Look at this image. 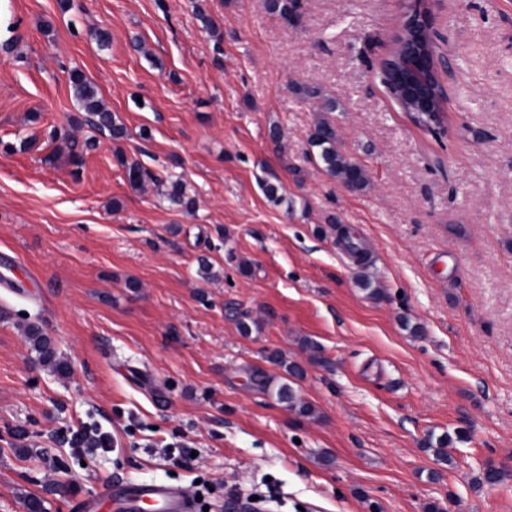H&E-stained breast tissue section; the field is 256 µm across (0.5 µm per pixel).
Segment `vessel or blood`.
Wrapping results in <instances>:
<instances>
[{
  "label": "vessel or blood",
  "mask_w": 512,
  "mask_h": 512,
  "mask_svg": "<svg viewBox=\"0 0 512 512\" xmlns=\"http://www.w3.org/2000/svg\"><path fill=\"white\" fill-rule=\"evenodd\" d=\"M80 512H195L190 490L164 482H115L82 499Z\"/></svg>",
  "instance_id": "b4317fda"
}]
</instances>
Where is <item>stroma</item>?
<instances>
[{
    "label": "stroma",
    "instance_id": "stroma-1",
    "mask_svg": "<svg viewBox=\"0 0 512 512\" xmlns=\"http://www.w3.org/2000/svg\"><path fill=\"white\" fill-rule=\"evenodd\" d=\"M427 3L439 138L379 78L407 0H303L293 26L264 0H0V512H74L116 480L189 487L209 512L272 487L270 512H512V0ZM72 68L122 141L73 124ZM294 83L336 97L366 189L318 167ZM55 127L96 137L81 168L45 163ZM119 151L180 179L194 212L133 189ZM28 320L67 375L36 361ZM276 351L312 416L254 380L282 377ZM85 425L112 451L73 450ZM443 436L445 462L426 447ZM489 464L505 479L478 484Z\"/></svg>",
    "mask_w": 512,
    "mask_h": 512
}]
</instances>
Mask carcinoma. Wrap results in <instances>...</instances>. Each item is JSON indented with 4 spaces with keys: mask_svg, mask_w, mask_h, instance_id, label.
I'll return each instance as SVG.
<instances>
[{
    "mask_svg": "<svg viewBox=\"0 0 512 512\" xmlns=\"http://www.w3.org/2000/svg\"><path fill=\"white\" fill-rule=\"evenodd\" d=\"M267 9L277 14L287 25L294 24L299 17L300 0H265ZM69 81L75 97L83 111L82 117L76 118V123L86 125L96 132L108 135L114 141L122 140L126 135L123 124L116 121L114 114L106 107L100 97L94 82L77 68L69 71ZM292 92L300 99H313L317 102L316 112L320 114L308 137L310 147L316 149L321 169L331 179H337L353 190H363L370 185L367 170L359 163L347 158L336 148L338 131L336 125L324 115L338 111L336 98L322 94L321 89L316 85L295 84ZM51 141L57 146L51 154L44 158V161L51 164L59 152L68 151L70 163L80 168L84 163L83 150L77 148V141L68 134H60L57 130L49 133ZM121 165L127 168L130 185L135 189H144L151 184L157 190L169 186L165 191L166 198L174 205L179 206L183 211L191 213L196 209L195 199L189 197L183 188L180 180L166 182L154 176L139 161L128 162L124 154H117ZM23 336L30 351L36 354V360L52 371L64 374L67 371V364L61 360L56 347L51 339L46 336L42 328L36 323H29L23 327ZM275 362L285 372V377L278 382L272 377H262L261 387L275 395L276 399L296 410L301 416H310L313 408L296 398L293 387L288 383V378L302 377V368L278 355Z\"/></svg>",
    "mask_w": 512,
    "mask_h": 512,
    "instance_id": "obj_1",
    "label": "carcinoma"
}]
</instances>
